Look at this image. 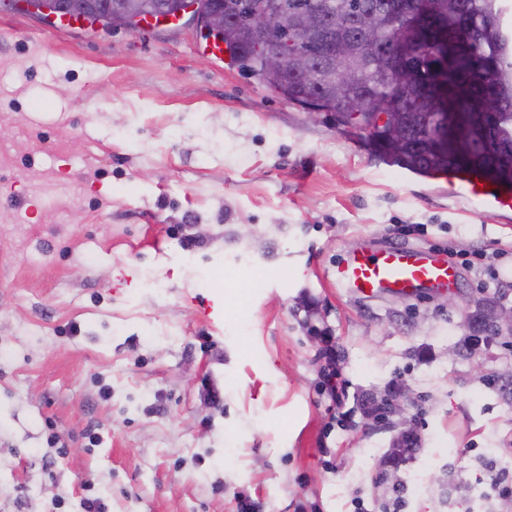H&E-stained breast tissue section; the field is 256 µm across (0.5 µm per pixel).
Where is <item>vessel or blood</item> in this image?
Wrapping results in <instances>:
<instances>
[{
  "instance_id": "obj_1",
  "label": "vessel or blood",
  "mask_w": 512,
  "mask_h": 512,
  "mask_svg": "<svg viewBox=\"0 0 512 512\" xmlns=\"http://www.w3.org/2000/svg\"><path fill=\"white\" fill-rule=\"evenodd\" d=\"M448 181L461 197L486 212L512 211V181L495 176L488 165L449 166ZM333 280L359 298H406L451 291L458 287L460 273L442 251L390 245L350 254L337 264Z\"/></svg>"
}]
</instances>
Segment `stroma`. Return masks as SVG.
I'll return each instance as SVG.
<instances>
[{
	"label": "stroma",
	"mask_w": 512,
	"mask_h": 512,
	"mask_svg": "<svg viewBox=\"0 0 512 512\" xmlns=\"http://www.w3.org/2000/svg\"><path fill=\"white\" fill-rule=\"evenodd\" d=\"M193 26L64 33L0 5V512H512V211L411 172L327 113L201 52ZM193 246H185V238ZM453 253L444 296L365 302L347 254ZM499 248L497 274L463 253ZM408 388L401 417L327 398ZM56 434L64 451L48 442ZM490 469H493L492 465H489ZM488 468L484 469V472L490 480V487L497 493V496L502 500H512V477L506 471L498 470L495 474L494 470ZM493 471V472H492Z\"/></svg>",
	"instance_id": "obj_1"
}]
</instances>
